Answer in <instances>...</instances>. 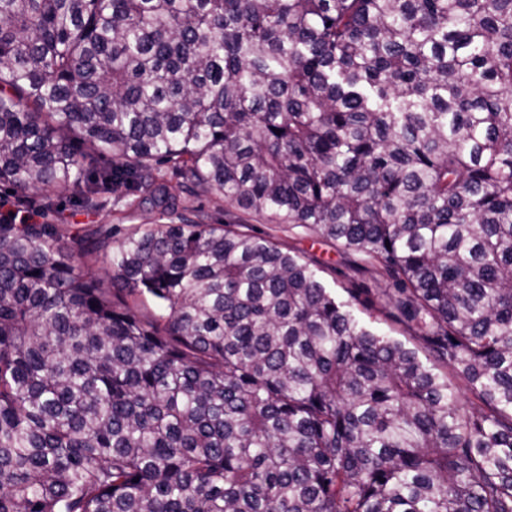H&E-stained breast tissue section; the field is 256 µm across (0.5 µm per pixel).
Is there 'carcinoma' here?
<instances>
[{
  "instance_id": "1",
  "label": "carcinoma",
  "mask_w": 512,
  "mask_h": 512,
  "mask_svg": "<svg viewBox=\"0 0 512 512\" xmlns=\"http://www.w3.org/2000/svg\"><path fill=\"white\" fill-rule=\"evenodd\" d=\"M0 185L179 220L0 221V512H512V0H0ZM184 206L190 210L201 209L199 222L203 224H251L255 231L270 234L277 242L317 259L326 267V272L323 273L326 281L345 299H349V291L353 288H372L374 293L376 288H380L369 276L356 273L352 268L351 258L338 248L327 245L300 229L291 233L283 232L278 224L266 217L249 215L225 200L217 201L213 195L201 192L186 194ZM354 303V309L359 313L360 316H362L367 321L373 322L374 326L381 330L382 332L395 336L400 339L403 338L402 329L399 325L395 324L393 321H391L387 315L386 312L388 310V306H385L384 300H379L377 303L378 308H383L382 313L378 310H371V315L369 316L368 313H363V307L361 303L359 302H353Z\"/></svg>"
}]
</instances>
